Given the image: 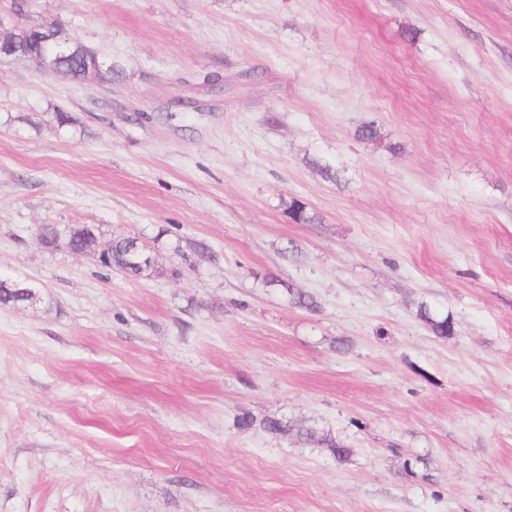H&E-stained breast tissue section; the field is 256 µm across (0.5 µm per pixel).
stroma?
<instances>
[{
	"label": "stroma",
	"mask_w": 512,
	"mask_h": 512,
	"mask_svg": "<svg viewBox=\"0 0 512 512\" xmlns=\"http://www.w3.org/2000/svg\"><path fill=\"white\" fill-rule=\"evenodd\" d=\"M27 18L116 75L0 62V277L40 295L0 305V512H512V0ZM42 224L138 238L158 271ZM418 315L436 336L445 337L452 332L451 319L448 316L438 315L426 303L421 302L418 305ZM298 438L305 442H312L327 448L338 460L343 461L349 455V449L336 440L330 433L318 434L315 430L301 425L295 426Z\"/></svg>",
	"instance_id": "35a3bbf8"
}]
</instances>
